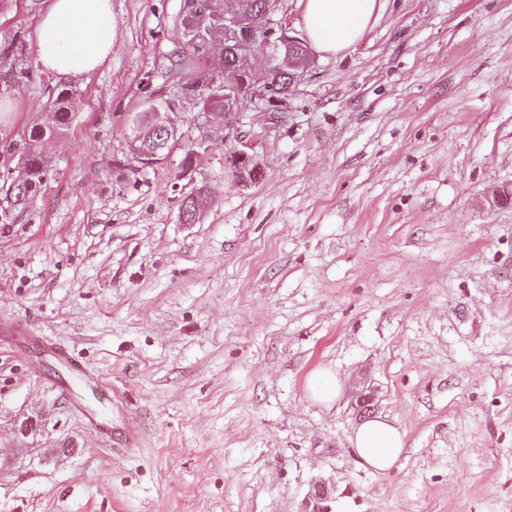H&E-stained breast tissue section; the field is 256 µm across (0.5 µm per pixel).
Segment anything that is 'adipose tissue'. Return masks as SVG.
<instances>
[{
	"label": "adipose tissue",
	"instance_id": "1",
	"mask_svg": "<svg viewBox=\"0 0 512 512\" xmlns=\"http://www.w3.org/2000/svg\"><path fill=\"white\" fill-rule=\"evenodd\" d=\"M308 37L321 52L340 53L362 36L377 0H303ZM41 66L74 79L104 64L112 52V0H50L35 32ZM364 467L385 471L404 451L401 430L383 417L359 424L351 439Z\"/></svg>",
	"mask_w": 512,
	"mask_h": 512
}]
</instances>
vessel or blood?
I'll return each mask as SVG.
<instances>
[{
	"label": "vessel or blood",
	"mask_w": 512,
	"mask_h": 512,
	"mask_svg": "<svg viewBox=\"0 0 512 512\" xmlns=\"http://www.w3.org/2000/svg\"><path fill=\"white\" fill-rule=\"evenodd\" d=\"M0 339L6 340L10 347L22 354L33 350L49 354L66 372L65 377L55 381L56 386L61 390H68L70 380L74 379L81 383L84 394L101 395V383L98 375L75 359L65 346L35 335L20 324H12L0 329ZM111 414V407L103 406L99 412L91 414L90 428L95 433L102 435L113 447H131L136 439L134 427L127 424H113L110 419Z\"/></svg>",
	"instance_id": "b4317fda"
}]
</instances>
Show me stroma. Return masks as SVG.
<instances>
[{
  "label": "stroma",
  "mask_w": 512,
  "mask_h": 512,
  "mask_svg": "<svg viewBox=\"0 0 512 512\" xmlns=\"http://www.w3.org/2000/svg\"><path fill=\"white\" fill-rule=\"evenodd\" d=\"M47 5L0 0L12 134L61 83L37 61ZM180 5L112 0V55L64 82L40 190L0 197V324L67 347L137 433L112 449L52 358L36 376L0 346V512H303L316 480L333 512H512V0H378L284 111L245 107L228 137L181 122L137 172L133 116L218 65L184 51ZM245 148L253 182L227 162ZM363 387L404 434L385 472L350 442ZM312 398L321 403H330L336 399L338 385L336 377L331 373L318 372L310 382Z\"/></svg>",
  "instance_id": "obj_1"
}]
</instances>
